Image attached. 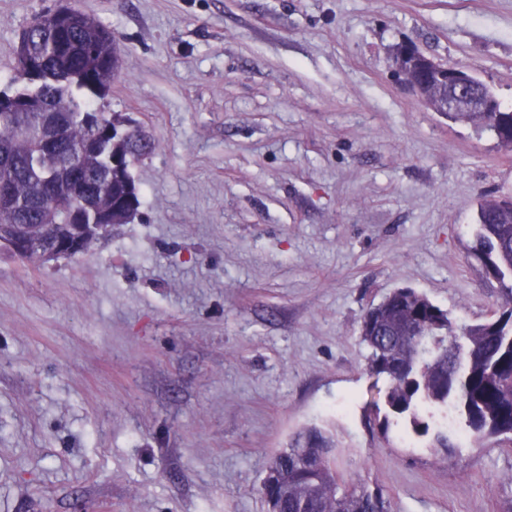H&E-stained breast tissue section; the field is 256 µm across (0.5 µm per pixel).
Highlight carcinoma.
<instances>
[{"mask_svg": "<svg viewBox=\"0 0 512 512\" xmlns=\"http://www.w3.org/2000/svg\"><path fill=\"white\" fill-rule=\"evenodd\" d=\"M35 20L10 48L14 75L9 89L0 90V182L11 185L20 202L0 210V226L27 224L39 238H65L73 231L68 217L75 206L107 208L123 192L118 181L103 178L111 156L85 152L95 133L85 113L112 88L118 57L112 32L76 8L61 34L51 12ZM462 77L484 99L496 100L470 72ZM20 91L37 109L4 111ZM448 119L472 122L512 147V112H450ZM151 150L137 130L115 144V152L135 160ZM49 184L55 189L50 205ZM477 224L474 251L504 291L496 318L455 324L423 294L398 289L364 314L360 336L376 413L404 418L414 432L425 433L433 410L448 409L463 421L464 435L482 443L512 435V208L486 198ZM335 453L331 436L306 429L274 456L269 468L277 477L263 479L261 494L278 512H391L382 490L339 477Z\"/></svg>", "mask_w": 512, "mask_h": 512, "instance_id": "1", "label": "carcinoma"}]
</instances>
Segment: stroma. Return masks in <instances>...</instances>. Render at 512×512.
Returning a JSON list of instances; mask_svg holds the SVG:
<instances>
[{"instance_id": "35a3bbf8", "label": "stroma", "mask_w": 512, "mask_h": 512, "mask_svg": "<svg viewBox=\"0 0 512 512\" xmlns=\"http://www.w3.org/2000/svg\"><path fill=\"white\" fill-rule=\"evenodd\" d=\"M112 31L98 101L153 151L140 207L89 252L0 249V512H268L308 427L393 512H512V441L415 434L372 405L365 312L412 288L466 324L499 283L472 250L512 148L394 73L414 43L512 109V0H69ZM58 0H0L9 47Z\"/></svg>"}]
</instances>
